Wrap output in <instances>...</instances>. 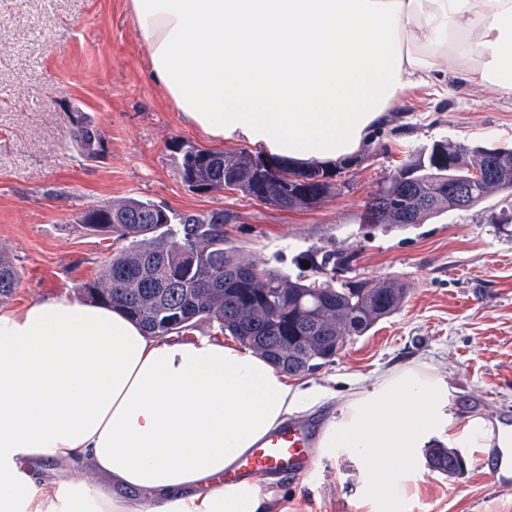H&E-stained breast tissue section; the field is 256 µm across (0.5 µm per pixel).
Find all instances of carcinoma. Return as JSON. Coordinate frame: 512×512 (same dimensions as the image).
I'll return each mask as SVG.
<instances>
[{
    "mask_svg": "<svg viewBox=\"0 0 512 512\" xmlns=\"http://www.w3.org/2000/svg\"><path fill=\"white\" fill-rule=\"evenodd\" d=\"M72 144L97 154L98 131L73 124ZM179 173L188 187L224 188L281 210L315 207L338 190L322 167L297 168L285 158L247 148L212 151L178 147ZM486 165L491 176L472 181L467 170ZM493 194H512V148L487 154L481 146L448 140L410 150L365 206L363 223L373 230L406 229L461 209ZM224 211L177 213L139 197H127L81 213L82 228L112 235L116 248L102 274L80 284L89 301L118 307L149 334L183 335L198 323L217 325L241 346L289 376H304L335 361L355 337L366 335L396 313L407 298L397 278L336 288L308 275L292 276L244 261L224 246ZM18 285L13 259L0 251V298ZM429 469L455 476L466 461L442 444L425 449Z\"/></svg>",
    "mask_w": 512,
    "mask_h": 512,
    "instance_id": "carcinoma-1",
    "label": "carcinoma"
}]
</instances>
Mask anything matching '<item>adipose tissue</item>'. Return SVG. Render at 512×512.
Here are the masks:
<instances>
[{
	"mask_svg": "<svg viewBox=\"0 0 512 512\" xmlns=\"http://www.w3.org/2000/svg\"><path fill=\"white\" fill-rule=\"evenodd\" d=\"M156 86L193 127L300 163L344 162L405 92L464 71L512 92V0H130ZM266 360L217 338L148 336L69 298L0 313V512H265L260 484L224 473L316 404ZM426 364L353 393L320 448L369 465L385 512L390 466L434 438L482 448ZM57 465L44 475V460Z\"/></svg>",
	"mask_w": 512,
	"mask_h": 512,
	"instance_id": "ef3b65f1",
	"label": "adipose tissue"
}]
</instances>
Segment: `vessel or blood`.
Returning a JSON list of instances; mask_svg holds the SVG:
<instances>
[{"label": "vessel or blood", "mask_w": 512, "mask_h": 512, "mask_svg": "<svg viewBox=\"0 0 512 512\" xmlns=\"http://www.w3.org/2000/svg\"><path fill=\"white\" fill-rule=\"evenodd\" d=\"M321 427L316 423L291 421L248 450L224 475L225 482L242 477L263 478L270 472L290 477H307L310 463L318 452ZM503 445L491 455H479L478 466L489 476L512 469V432H503Z\"/></svg>", "instance_id": "b4317fda"}]
</instances>
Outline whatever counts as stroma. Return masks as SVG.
I'll list each match as a JSON object with an SVG mask.
<instances>
[{"mask_svg": "<svg viewBox=\"0 0 512 512\" xmlns=\"http://www.w3.org/2000/svg\"><path fill=\"white\" fill-rule=\"evenodd\" d=\"M130 0H0V248L19 272L0 312L45 297L77 298L97 277L111 240L77 219L125 197L174 211L229 213L227 244L240 257L297 275L303 263L338 250L347 260L336 284L398 278L409 289L401 309L351 340L335 362L291 385L319 386L335 400L310 410L330 420L338 401L395 368L428 364L447 383L457 416L512 426V224L497 217L501 195L429 224L370 234L361 215L378 184L411 149L438 140L512 147V94L457 75L407 92L359 153L334 165L338 194L311 209L284 211L231 190L198 193L181 179L177 146L220 149L192 128L148 78ZM100 134L98 156L72 146L73 121ZM462 475L430 472L423 453L401 478L408 492L395 512H512V485L462 451ZM307 479L263 482L267 512H376L365 461L344 449L319 457Z\"/></svg>", "mask_w": 512, "mask_h": 512, "instance_id": "obj_1", "label": "stroma"}]
</instances>
